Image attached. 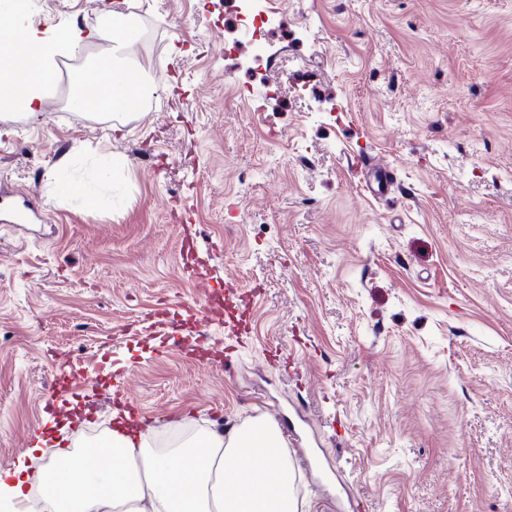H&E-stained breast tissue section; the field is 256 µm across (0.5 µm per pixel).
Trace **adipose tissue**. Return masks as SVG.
Masks as SVG:
<instances>
[{
  "instance_id": "1",
  "label": "adipose tissue",
  "mask_w": 512,
  "mask_h": 512,
  "mask_svg": "<svg viewBox=\"0 0 512 512\" xmlns=\"http://www.w3.org/2000/svg\"><path fill=\"white\" fill-rule=\"evenodd\" d=\"M80 30L30 34L24 64L0 55V112L37 118L56 57L83 43ZM99 105L122 112L147 90L127 69L104 62L95 77ZM109 467L90 466L84 452L68 451L45 470L61 479L44 484L59 512H297L294 470L277 426L253 420L225 432L178 430L163 445L150 431L116 425L97 447Z\"/></svg>"
}]
</instances>
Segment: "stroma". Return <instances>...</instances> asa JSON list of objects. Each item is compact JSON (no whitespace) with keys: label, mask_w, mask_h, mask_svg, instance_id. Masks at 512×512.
I'll return each instance as SVG.
<instances>
[{"label":"stroma","mask_w":512,"mask_h":512,"mask_svg":"<svg viewBox=\"0 0 512 512\" xmlns=\"http://www.w3.org/2000/svg\"><path fill=\"white\" fill-rule=\"evenodd\" d=\"M30 2L83 70L134 18L151 94L0 114V470L263 416L333 472L289 449L298 512H512V0H260V51L239 0Z\"/></svg>","instance_id":"stroma-1"}]
</instances>
